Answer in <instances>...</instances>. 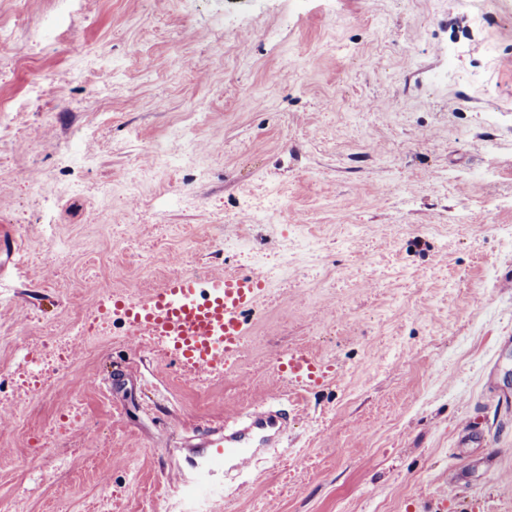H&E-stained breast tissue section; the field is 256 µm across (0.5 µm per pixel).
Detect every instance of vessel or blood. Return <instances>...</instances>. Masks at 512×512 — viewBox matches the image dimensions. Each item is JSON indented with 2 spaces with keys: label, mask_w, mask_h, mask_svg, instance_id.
Masks as SVG:
<instances>
[{
  "label": "vessel or blood",
  "mask_w": 512,
  "mask_h": 512,
  "mask_svg": "<svg viewBox=\"0 0 512 512\" xmlns=\"http://www.w3.org/2000/svg\"><path fill=\"white\" fill-rule=\"evenodd\" d=\"M261 272H227L198 279L184 274L170 277L148 299L119 300L133 335L161 340L179 363L211 372L227 355L241 350L245 339L244 314L264 295ZM274 364L293 381L313 378L315 363L301 354L285 353ZM288 433V418L278 410L265 409L248 415L246 425L216 438L206 439L203 469L189 479V486L205 483L214 499L226 496L218 470H241L244 461L256 459L263 450L277 447Z\"/></svg>",
  "instance_id": "obj_1"
}]
</instances>
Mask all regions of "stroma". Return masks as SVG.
<instances>
[{
	"instance_id": "35a3bbf8",
	"label": "stroma",
	"mask_w": 512,
	"mask_h": 512,
	"mask_svg": "<svg viewBox=\"0 0 512 512\" xmlns=\"http://www.w3.org/2000/svg\"><path fill=\"white\" fill-rule=\"evenodd\" d=\"M510 227L512 0H0V512H166L268 403L212 512H512ZM197 268L267 273L221 369L75 338ZM274 365L288 380L301 381L312 379L316 369L315 363L302 354L285 353L274 358ZM288 417L279 410L267 407L261 412H250L247 424L230 433L224 430V435L208 438L204 441L205 452L200 456L207 463L208 469H197L189 481L183 483L193 490L199 482L209 486L208 502L212 499L227 497L223 480L217 479V471L224 468V474L229 471H243L242 463L255 460L266 448H276L287 436Z\"/></svg>"
}]
</instances>
